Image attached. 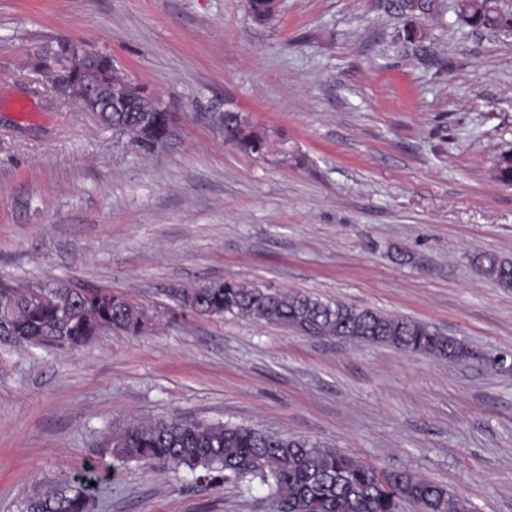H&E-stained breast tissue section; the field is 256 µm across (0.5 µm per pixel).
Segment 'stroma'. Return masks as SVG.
I'll return each mask as SVG.
<instances>
[{
    "label": "stroma",
    "instance_id": "35a3bbf8",
    "mask_svg": "<svg viewBox=\"0 0 512 512\" xmlns=\"http://www.w3.org/2000/svg\"><path fill=\"white\" fill-rule=\"evenodd\" d=\"M0 0V283L110 290L141 334L71 349L0 335V512L102 473L90 512H272L265 493L113 467L105 438L179 416L301 435L407 466L470 512H512V376L264 322L180 315L172 286L235 279L404 315L512 352V34L460 30L454 0ZM425 29L409 41L412 26ZM69 41L176 114L147 154L26 68ZM246 115L263 156L225 141ZM481 274L492 284L500 288H512V262L505 261L493 254H484L478 258Z\"/></svg>",
    "mask_w": 512,
    "mask_h": 512
}]
</instances>
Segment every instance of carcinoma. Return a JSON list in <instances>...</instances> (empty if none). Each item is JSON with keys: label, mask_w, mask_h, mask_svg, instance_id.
<instances>
[{"label": "carcinoma", "mask_w": 512, "mask_h": 512, "mask_svg": "<svg viewBox=\"0 0 512 512\" xmlns=\"http://www.w3.org/2000/svg\"><path fill=\"white\" fill-rule=\"evenodd\" d=\"M465 28L499 31L512 18L506 0H456ZM403 12L423 18L438 14L436 0H415ZM67 65L64 44L37 56L34 69L48 86L57 83ZM104 124L130 129L143 120L159 121L161 112H107ZM224 134L241 149L261 155L263 132L234 113L224 114ZM481 274L500 288H512V262L493 254L478 258ZM175 305L214 310L224 316L285 325L299 320L316 338L342 336L353 344L379 343L397 350L463 362L471 348L435 326L402 315H390L310 292L248 285L236 280L206 282L172 295ZM0 301L11 306L7 334L40 346L76 348L99 331L112 327L140 333L148 322L145 310L111 291L86 289L48 302L27 286L0 287ZM113 460L147 462L167 470H184L201 480L243 484L266 492L279 512H403L407 502L423 512H464L467 505L448 489L410 468L385 471L304 436L272 434L250 426L211 423L180 417L134 420L106 440ZM94 475L86 473L57 483L23 503L20 512H86Z\"/></svg>", "instance_id": "cac0c4a2"}]
</instances>
